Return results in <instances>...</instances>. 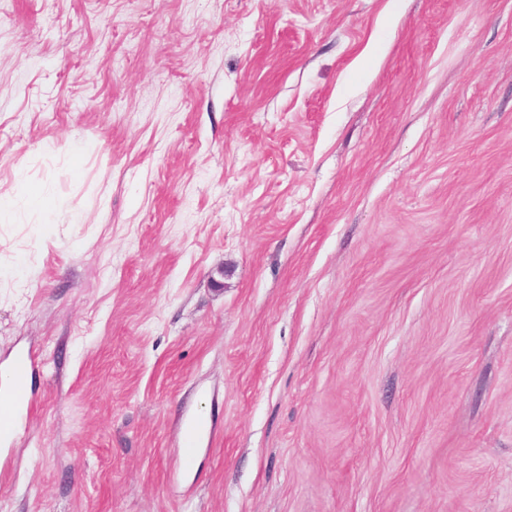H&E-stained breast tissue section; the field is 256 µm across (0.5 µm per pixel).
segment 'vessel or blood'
<instances>
[{
    "label": "vessel or blood",
    "instance_id": "vessel-or-blood-1",
    "mask_svg": "<svg viewBox=\"0 0 512 512\" xmlns=\"http://www.w3.org/2000/svg\"><path fill=\"white\" fill-rule=\"evenodd\" d=\"M12 376L0 378V447L10 445L20 420L31 411L27 375L34 363L31 354L20 351L13 357Z\"/></svg>",
    "mask_w": 512,
    "mask_h": 512
}]
</instances>
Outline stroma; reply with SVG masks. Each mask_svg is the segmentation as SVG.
I'll list each match as a JSON object with an SVG mask.
<instances>
[{
	"label": "stroma",
	"mask_w": 512,
	"mask_h": 512,
	"mask_svg": "<svg viewBox=\"0 0 512 512\" xmlns=\"http://www.w3.org/2000/svg\"><path fill=\"white\" fill-rule=\"evenodd\" d=\"M0 196V512H512V0H0ZM13 361L14 374L0 378V451L10 445L18 423L32 410L26 379L34 358L28 352L20 351Z\"/></svg>",
	"instance_id": "stroma-1"
}]
</instances>
